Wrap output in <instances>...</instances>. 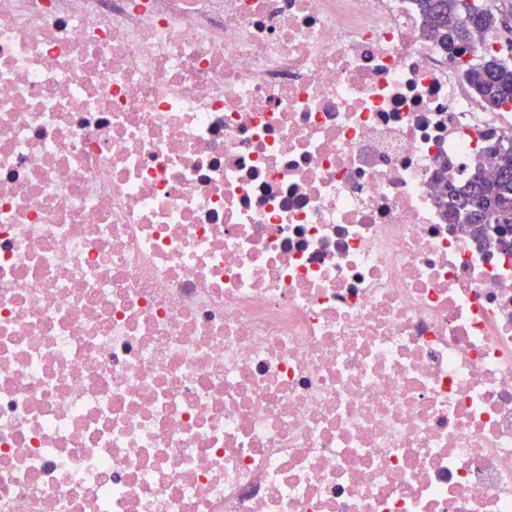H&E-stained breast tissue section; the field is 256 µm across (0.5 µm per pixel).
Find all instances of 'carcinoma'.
<instances>
[{
  "instance_id": "carcinoma-1",
  "label": "carcinoma",
  "mask_w": 512,
  "mask_h": 512,
  "mask_svg": "<svg viewBox=\"0 0 512 512\" xmlns=\"http://www.w3.org/2000/svg\"><path fill=\"white\" fill-rule=\"evenodd\" d=\"M428 33L455 60L470 43L476 30H497V15L480 9L475 0H418ZM469 84L489 109L495 110L512 100V65L498 54H489L469 64ZM494 173L484 174L481 161L472 164L462 183L448 180V208L455 223L465 225L472 237L495 242L504 251L512 250V137L504 136L493 147Z\"/></svg>"
}]
</instances>
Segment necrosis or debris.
<instances>
[{"label":"necrosis or debris","mask_w":512,"mask_h":512,"mask_svg":"<svg viewBox=\"0 0 512 512\" xmlns=\"http://www.w3.org/2000/svg\"><path fill=\"white\" fill-rule=\"evenodd\" d=\"M415 0H0V512H512L499 138ZM493 151L492 175L484 174L478 159L465 182L448 179V208L454 224H466L465 231L474 240L480 234L481 244L494 240L498 249L511 251L512 236L506 234L508 229L512 234V137H502Z\"/></svg>","instance_id":"obj_1"}]
</instances>
